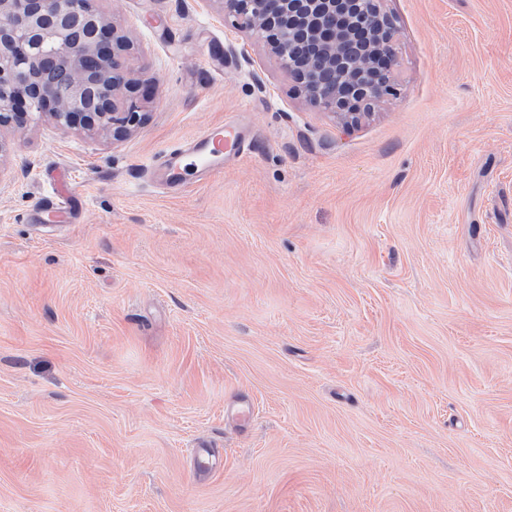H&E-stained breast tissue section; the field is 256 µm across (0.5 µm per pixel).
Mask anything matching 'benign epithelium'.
Masks as SVG:
<instances>
[{
	"instance_id": "1",
	"label": "benign epithelium",
	"mask_w": 512,
	"mask_h": 512,
	"mask_svg": "<svg viewBox=\"0 0 512 512\" xmlns=\"http://www.w3.org/2000/svg\"><path fill=\"white\" fill-rule=\"evenodd\" d=\"M97 0H0V128L44 118L61 130L120 139L144 119L128 68L134 45ZM225 16L263 38L314 106L345 127L395 91V25L382 0H222ZM98 89L90 104L68 76Z\"/></svg>"
}]
</instances>
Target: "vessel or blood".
I'll return each mask as SVG.
<instances>
[{
  "mask_svg": "<svg viewBox=\"0 0 512 512\" xmlns=\"http://www.w3.org/2000/svg\"><path fill=\"white\" fill-rule=\"evenodd\" d=\"M239 142L240 132L231 124L208 127L157 161L159 180L170 192L182 193L192 185L191 174L199 171L210 174L222 169L226 154Z\"/></svg>",
  "mask_w": 512,
  "mask_h": 512,
  "instance_id": "obj_1",
  "label": "vessel or blood"
}]
</instances>
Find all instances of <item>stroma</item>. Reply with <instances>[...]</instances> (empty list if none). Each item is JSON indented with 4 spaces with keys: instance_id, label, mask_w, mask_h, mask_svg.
I'll return each instance as SVG.
<instances>
[{
    "instance_id": "1",
    "label": "stroma",
    "mask_w": 512,
    "mask_h": 512,
    "mask_svg": "<svg viewBox=\"0 0 512 512\" xmlns=\"http://www.w3.org/2000/svg\"><path fill=\"white\" fill-rule=\"evenodd\" d=\"M97 6L146 122L0 130V512H512V0H385L350 131L220 0ZM225 120L239 161L153 184Z\"/></svg>"
}]
</instances>
